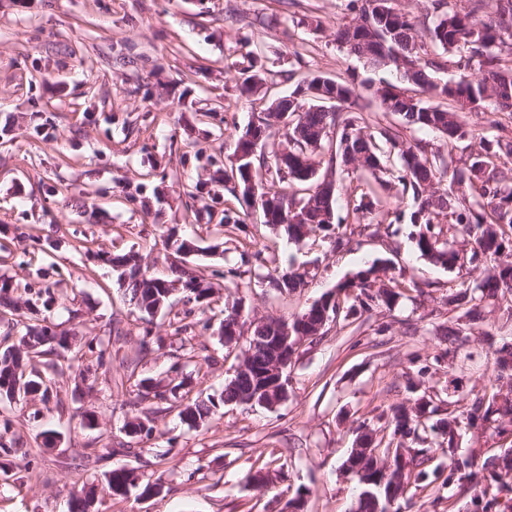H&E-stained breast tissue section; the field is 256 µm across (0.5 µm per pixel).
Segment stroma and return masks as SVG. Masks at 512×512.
<instances>
[{
  "instance_id": "1",
  "label": "stroma",
  "mask_w": 512,
  "mask_h": 512,
  "mask_svg": "<svg viewBox=\"0 0 512 512\" xmlns=\"http://www.w3.org/2000/svg\"><path fill=\"white\" fill-rule=\"evenodd\" d=\"M349 2L0 0V277L30 285L27 300L47 304L57 332L104 343L111 326L129 331L111 343L110 365L90 357L84 377L58 372L48 400L0 398V425L10 426L0 436V512H72L81 489L96 491L94 512H283L300 491L307 512H355L356 480L343 463L359 429H381L405 402L419 365L430 364L424 386L444 403L512 391L487 355L488 336L512 344V298L470 321L448 304L460 274L421 258L409 225L391 239L356 232L341 251L318 237L294 243L223 185L234 141L293 90L289 73L370 78L336 43L337 29L358 18ZM253 57L266 83L246 98L238 79ZM359 104L370 131L390 126L459 158L479 136L512 138V112L492 107L470 116L469 147L452 149L441 134L381 112L370 95ZM335 180L341 197L379 195L374 219L392 220L394 201L372 177L340 171ZM226 213L241 221L230 239L211 225ZM178 239L194 252H176ZM258 250L269 263L242 264V253ZM104 251L136 252L164 279L181 268L213 271V310L241 305L248 336L256 322L305 311L377 258L405 291L393 307L328 323L303 341L277 406L224 404L190 427L179 419L186 395L221 390L239 353L212 330L181 332L200 311L180 292L153 320L160 347L141 350L144 322ZM289 267L303 273V288H271ZM231 268L240 275L230 281ZM454 325L472 330L461 354L445 334ZM144 379L165 399L143 397ZM144 411L151 437L129 436L127 420ZM46 431L55 446L44 447ZM269 460L271 480L251 481ZM119 466L134 469V486L100 497Z\"/></svg>"
}]
</instances>
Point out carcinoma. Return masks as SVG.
Segmentation results:
<instances>
[{
	"instance_id": "obj_1",
	"label": "carcinoma",
	"mask_w": 512,
	"mask_h": 512,
	"mask_svg": "<svg viewBox=\"0 0 512 512\" xmlns=\"http://www.w3.org/2000/svg\"><path fill=\"white\" fill-rule=\"evenodd\" d=\"M487 7V0H467L462 9L450 7L447 0H430L433 21L426 28L430 41L445 53H460L457 65L477 70L475 79L462 77L442 86L430 84L431 71L443 68L444 62L421 60L416 25L397 9L384 15L360 7L359 20L340 29L336 42L347 54L369 61L373 71H393L401 81L427 95L424 100L387 81L367 84L382 111L400 115L409 127L440 133L453 147L472 135L467 128V115L491 106L512 109V41H508L512 38V0H496L494 17L485 20ZM329 82V92L339 99L336 111L309 107L289 113L288 152L301 159V166L284 171L279 156H274L276 179L258 182L259 197L269 192L277 201L275 211L263 213V223L283 230L295 241L320 233L328 235L332 226L343 225L346 218L337 211L336 194L319 189V176L315 175L316 152L333 144L336 165L370 174L378 180L381 190L399 202L406 198L411 201L409 221L415 227L420 256L448 269L459 267L482 275L474 284L460 282L457 290L448 294V304L465 306L471 320L481 319L485 301L512 294L511 262L487 271L488 261L512 251V169L508 167L512 140L499 135L483 136L477 156L470 155L464 161L450 153L430 152L419 142L403 139L397 130L383 128L376 134L367 131L364 118L352 109L358 98L355 79L331 78ZM271 126L264 114L235 141L232 156L236 161L224 171V184L231 192L243 189L245 170L255 169L256 154L248 149L244 137L250 135L263 143ZM441 214L451 217L446 227L435 222ZM403 216L398 208L391 223L370 222L364 229L372 237L384 235L390 239L397 234L392 225L401 223ZM460 236L467 242L465 249L457 245ZM105 256L106 261L125 266L127 276L119 279L127 284L130 301L140 311L150 317L153 309L167 306L164 279L147 274L138 254L107 252ZM386 270L385 260L376 259L340 283L289 322L292 336L323 335L320 324L326 317L346 320L381 305L391 307L401 296L402 282L394 277L383 280L379 273ZM172 283L186 287L187 299L206 312L212 283L204 272L182 270ZM272 283L279 291L290 293L304 286L303 274L294 269L282 270ZM12 288L8 281L0 282V307L11 313L29 305L12 298ZM52 342L62 350L59 357L69 369L88 354L100 367L112 359L109 348L92 340L74 347L72 337L58 335L48 325L40 329L27 325L18 345L0 354V395L12 398L11 382L18 377L24 379L25 392L48 398L58 363L40 368L35 347ZM248 352L249 371L233 376L219 396L209 395L187 404L182 410L183 420L192 425L208 418L222 404H247L253 400L258 405L269 399L272 382L260 373L269 353L259 343L249 347ZM493 360L499 372H511L512 345L504 343L494 348ZM421 384L420 380H408V404L392 409L386 426L387 442L363 435L367 443L378 448V455L360 460L352 469L359 483V512H388L410 488L437 482L440 488L447 489L448 512H453L455 500L467 488L479 489L480 498L485 500L482 512H512V468L503 469L493 459L480 465L474 454L458 453L455 442L462 423L503 438L507 428H512V398L472 392L464 398L462 409L450 410L443 416L432 398L419 393ZM423 433L447 443L444 454L448 464L426 466L430 457L429 449L423 447L427 443L421 437ZM133 482V471L115 468L107 476L103 492L109 497L122 496ZM505 492L510 497L500 499L499 494Z\"/></svg>"
}]
</instances>
